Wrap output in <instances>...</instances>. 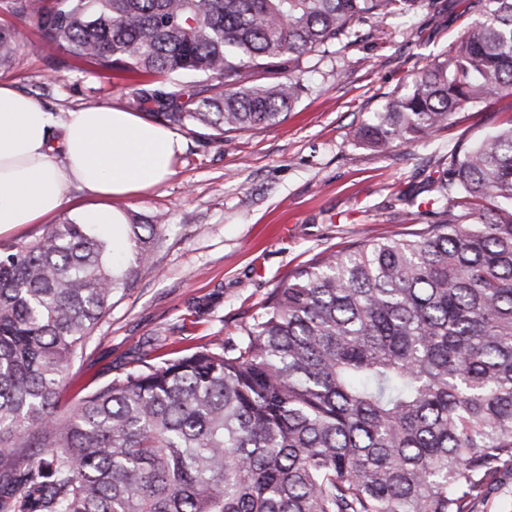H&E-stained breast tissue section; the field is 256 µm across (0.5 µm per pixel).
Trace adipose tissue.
<instances>
[{"label": "adipose tissue", "instance_id": "adipose-tissue-1", "mask_svg": "<svg viewBox=\"0 0 512 512\" xmlns=\"http://www.w3.org/2000/svg\"><path fill=\"white\" fill-rule=\"evenodd\" d=\"M182 149L172 132L125 109L99 106L62 119L0 83V234L61 210L73 182L98 199L78 208V223H125L109 199L161 184Z\"/></svg>", "mask_w": 512, "mask_h": 512}]
</instances>
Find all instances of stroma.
I'll use <instances>...</instances> for the list:
<instances>
[{"instance_id":"35a3bbf8","label":"stroma","mask_w":512,"mask_h":512,"mask_svg":"<svg viewBox=\"0 0 512 512\" xmlns=\"http://www.w3.org/2000/svg\"><path fill=\"white\" fill-rule=\"evenodd\" d=\"M476 17L474 0H447L441 12L389 19L381 35L363 24L356 45L306 61V89L284 122L228 133L220 143L181 134L175 174L118 203L144 221L165 215L168 228L152 265L71 369L61 409L134 358L236 335L269 293L324 249L351 247L368 233L401 238L431 222L426 213L408 219L406 196L430 199L449 152L512 117V96L456 113L431 138L384 153L358 144L355 131ZM61 56L52 45L25 52L0 70V81L62 117L126 107L135 79L75 59L51 70Z\"/></svg>"}]
</instances>
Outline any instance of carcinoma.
Returning a JSON list of instances; mask_svg holds the SVG:
<instances>
[{
    "label": "carcinoma",
    "instance_id": "cac0c4a2",
    "mask_svg": "<svg viewBox=\"0 0 512 512\" xmlns=\"http://www.w3.org/2000/svg\"><path fill=\"white\" fill-rule=\"evenodd\" d=\"M438 0H0V69L53 44L148 83L129 105L224 140L304 85L277 59L358 41ZM357 129L384 151L512 94V0ZM34 26L39 42L27 36ZM437 220L326 249L233 338L137 359L63 413L66 375L137 282L164 217L66 220L0 247V512H478L512 473V121L448 153Z\"/></svg>",
    "mask_w": 512,
    "mask_h": 512
}]
</instances>
